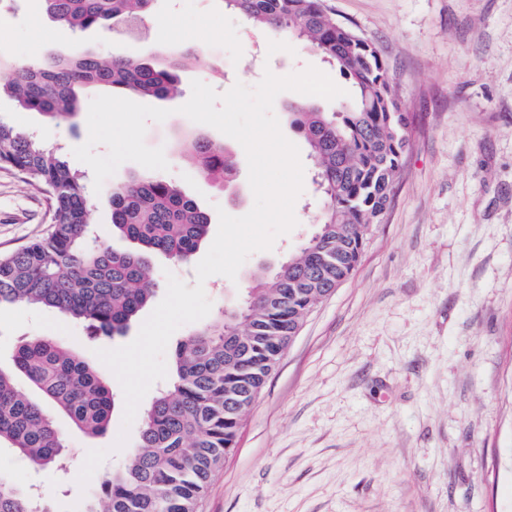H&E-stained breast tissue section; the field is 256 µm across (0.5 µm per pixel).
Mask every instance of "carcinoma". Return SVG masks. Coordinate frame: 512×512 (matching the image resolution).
Returning a JSON list of instances; mask_svg holds the SVG:
<instances>
[{"label": "carcinoma", "mask_w": 512, "mask_h": 512, "mask_svg": "<svg viewBox=\"0 0 512 512\" xmlns=\"http://www.w3.org/2000/svg\"><path fill=\"white\" fill-rule=\"evenodd\" d=\"M48 18L75 32L106 31L130 17L145 18L153 0H43ZM226 8L266 32L291 37L318 51L349 83L344 111L311 104L293 107L290 125L304 138L313 179L322 196L315 234L285 258L282 273L260 272L245 291L253 307L240 319L248 337L240 359L224 357V313L194 328L174 349L172 375L146 407L142 450L107 472L81 512H195L224 453L235 448L247 411L234 402L265 383L282 338L324 293L346 281L358 265L373 225L381 222L410 145L409 113L392 86L378 47L352 26L336 21L324 0H224ZM198 54L134 59L92 53L49 54L28 62L0 52L11 71L0 94L26 110L68 121L82 108V92L106 86L133 98H167L178 91L184 59ZM185 148L199 176L217 186L236 181L231 150L203 137ZM0 168L17 173L46 195L47 231L25 246L0 254V306L48 307L91 333L122 334L151 301L156 283L149 257L190 261L208 234L210 217L174 183L144 174L112 188V226L132 243L111 249L92 231L85 174L36 136L0 118ZM25 380L40 395L17 389ZM64 412L80 430L105 433L114 394L94 368L49 337L22 343L7 370L0 367V444L28 464L62 461L64 446L43 403ZM0 512H53L49 501L0 479Z\"/></svg>", "instance_id": "cac0c4a2"}]
</instances>
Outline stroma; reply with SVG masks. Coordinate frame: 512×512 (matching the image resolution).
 <instances>
[{
    "mask_svg": "<svg viewBox=\"0 0 512 512\" xmlns=\"http://www.w3.org/2000/svg\"><path fill=\"white\" fill-rule=\"evenodd\" d=\"M336 19L380 49L411 116L410 146L391 203L371 229L353 274L305 320L294 343L245 417L234 452L216 474L199 512H512V0H326ZM139 42L51 22L41 0H0V51L36 61L48 52L86 47L103 56H141L151 47L209 51L224 76L207 67L178 71L182 93L150 99L169 110L147 124V146L163 148V178L193 197L216 236L219 212L241 216L254 204L248 164L235 146V195L206 183L182 144L197 135L223 143L215 128L177 109L192 80L217 92L252 87L265 72L285 76L313 66L339 80L315 50L248 26L218 0H154ZM302 94L274 102L283 134L300 151L303 192L297 226L268 251L249 256L236 279L204 282L213 310L240 302L252 274L274 268L311 236L320 192L309 150L288 125ZM0 118L71 154L88 138L87 116L58 125L0 98ZM127 161L91 195L92 217L115 250L113 187L143 173ZM48 228L42 193L0 169V253ZM94 336L52 309L0 308V360L24 340L50 336L111 383L115 407L101 436L53 418L70 458L66 469L34 470L0 450V476L37 488L55 512H77L105 474L77 482L88 450L122 457L124 394L96 352L132 342Z\"/></svg>",
    "mask_w": 512,
    "mask_h": 512,
    "instance_id": "stroma-1",
    "label": "stroma"
}]
</instances>
